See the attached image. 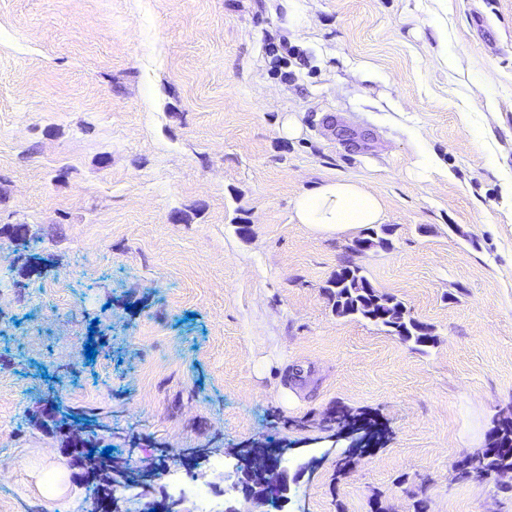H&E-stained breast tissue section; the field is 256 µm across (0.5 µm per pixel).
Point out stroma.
I'll return each mask as SVG.
<instances>
[{
    "instance_id": "stroma-1",
    "label": "stroma",
    "mask_w": 512,
    "mask_h": 512,
    "mask_svg": "<svg viewBox=\"0 0 512 512\" xmlns=\"http://www.w3.org/2000/svg\"><path fill=\"white\" fill-rule=\"evenodd\" d=\"M335 176L391 247L296 222ZM509 177L512 0H0V512H89L51 402L131 467L167 457L172 496L223 505L230 454L269 441L313 463L283 512H512L453 468L512 416ZM349 258L434 347L336 317ZM340 411L381 444L349 456Z\"/></svg>"
}]
</instances>
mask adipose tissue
Listing matches in <instances>:
<instances>
[{"instance_id": "obj_1", "label": "adipose tissue", "mask_w": 512, "mask_h": 512, "mask_svg": "<svg viewBox=\"0 0 512 512\" xmlns=\"http://www.w3.org/2000/svg\"><path fill=\"white\" fill-rule=\"evenodd\" d=\"M293 210L298 223L327 237L379 224L384 218L380 197L364 182L344 177L325 180L299 195Z\"/></svg>"}]
</instances>
